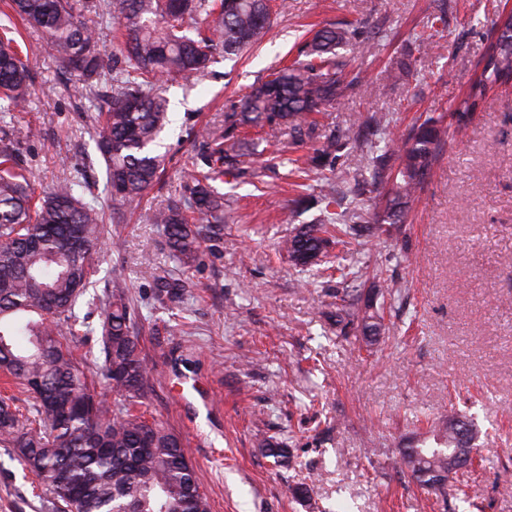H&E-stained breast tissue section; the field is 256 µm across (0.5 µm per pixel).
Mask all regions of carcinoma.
I'll return each mask as SVG.
<instances>
[{
	"label": "carcinoma",
	"mask_w": 512,
	"mask_h": 512,
	"mask_svg": "<svg viewBox=\"0 0 512 512\" xmlns=\"http://www.w3.org/2000/svg\"><path fill=\"white\" fill-rule=\"evenodd\" d=\"M13 12L39 31L65 72L77 74L89 91L104 98L98 110L99 152L112 197L137 209L158 180L164 155L160 135L169 124V101L155 92L159 81L189 80L215 56H238L263 41L272 21L269 0H11ZM110 17L122 32L119 52L99 45L93 18ZM498 36L483 54V67L451 111L460 135L473 115L486 108L493 84L512 82V13L493 20ZM356 30L325 27L300 50L304 56L254 85L224 134L199 132L210 171L237 178L245 153L235 150L242 125L265 130L266 138L287 131L292 143L318 144L307 165L316 169L336 154V135L319 132L310 115L341 104L351 84L339 50ZM0 38V99L20 107L31 94L23 51ZM439 120L426 118L371 157L377 175H387L384 206L364 214L365 224H402L444 143ZM17 156L0 148V371L13 377L32 401L20 410L0 399V443L59 505L56 512H210L187 448L179 435L146 416L150 372L141 355L129 303L120 287L102 322L105 390L94 392L79 368L69 338L76 336L75 306L91 284V251L101 241L103 212L87 200L90 185L64 179L35 196L16 172ZM191 181L189 197L146 215L164 225L172 256L193 265L203 252L194 224L224 223V196ZM323 218L303 225L281 242L297 266L307 267L354 227L338 224L330 207L341 206L337 183L320 186ZM75 228L90 247L83 255L67 249ZM384 317L358 306L355 289L336 296V325L357 326L370 338L385 329ZM119 400L112 402L110 395ZM430 439L398 449V469L408 481L437 497H448V474L466 466L472 452V421L450 416L430 425ZM266 456L290 461L273 437L262 441Z\"/></svg>",
	"instance_id": "obj_1"
}]
</instances>
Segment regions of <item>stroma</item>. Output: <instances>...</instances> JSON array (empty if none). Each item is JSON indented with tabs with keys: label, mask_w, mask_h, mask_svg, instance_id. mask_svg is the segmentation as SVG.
<instances>
[{
	"label": "stroma",
	"mask_w": 512,
	"mask_h": 512,
	"mask_svg": "<svg viewBox=\"0 0 512 512\" xmlns=\"http://www.w3.org/2000/svg\"><path fill=\"white\" fill-rule=\"evenodd\" d=\"M265 41L232 59L215 57L193 83L158 82L170 101L162 133L166 171L145 207L163 208L188 192L187 167L207 172L195 138L220 127L251 85L298 59L314 32L353 23L368 39L350 52L359 78L342 104L316 114L343 134L386 116L372 145L407 131L418 117L448 111L475 75L502 0H289ZM445 21L432 25L433 15ZM431 31L437 48L418 51ZM29 58L33 94L0 110L9 143L34 193L65 178L86 179L96 203H117L97 149L94 104L82 82L60 73L41 34L17 27ZM384 84L380 96L364 81ZM248 175L223 176L215 188L230 206L223 224L204 228V252L190 268L170 256L162 225L126 211L105 222L93 256L96 283L79 303L89 328L75 353L92 385L104 362L101 323L113 286L125 289L151 372L148 405L183 439L210 512H512V87L489 92L488 109L464 136L448 140L406 223L349 236L318 264L293 266L278 249L293 225L314 223L321 177L346 192L343 223H356L378 192L357 194L370 178L360 150L343 147L291 186L292 159L307 146L287 138L260 142ZM291 210L293 224L280 221ZM369 267L361 298L384 309L390 331L366 345L359 330L336 327L337 266ZM398 284L402 295L387 296ZM199 382L211 412L181 385ZM475 418L480 453L453 482L466 497L442 500L406 486L393 463L398 448L431 420ZM272 436L293 462L274 466L260 441ZM308 484L307 498L292 490ZM0 512H54L10 449L0 446Z\"/></svg>",
	"instance_id": "35a3bbf8"
}]
</instances>
